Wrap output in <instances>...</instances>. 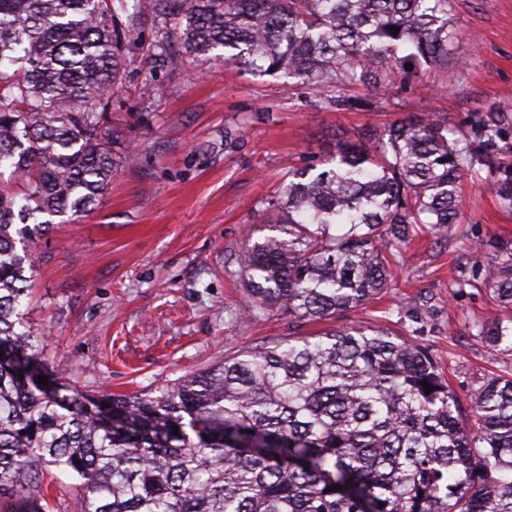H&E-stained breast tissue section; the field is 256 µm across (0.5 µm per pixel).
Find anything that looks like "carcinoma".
I'll use <instances>...</instances> for the list:
<instances>
[{
  "label": "carcinoma",
  "mask_w": 512,
  "mask_h": 512,
  "mask_svg": "<svg viewBox=\"0 0 512 512\" xmlns=\"http://www.w3.org/2000/svg\"><path fill=\"white\" fill-rule=\"evenodd\" d=\"M137 2L0 0V170L20 188L0 186V512H512V373L482 377L467 413L429 348L384 328L241 350L154 396L93 399L53 379L28 320L31 247L100 201L115 145L134 156L111 112ZM154 14L170 71L220 56L338 111L366 106L350 88L455 61L451 0H154ZM496 113L462 146L429 115L367 125L288 171L265 202L271 234H248L238 257L247 316L320 322L390 293L419 230L456 233L469 173L512 211V114ZM455 285L483 290L477 336L512 355V240Z\"/></svg>",
  "instance_id": "carcinoma-1"
}]
</instances>
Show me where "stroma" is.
Segmentation results:
<instances>
[{
	"label": "stroma",
	"instance_id": "35a3bbf8",
	"mask_svg": "<svg viewBox=\"0 0 512 512\" xmlns=\"http://www.w3.org/2000/svg\"><path fill=\"white\" fill-rule=\"evenodd\" d=\"M451 5L463 67L449 68L424 98L402 82L360 90L367 111L331 110L294 80L257 83L219 60L172 72L133 51L112 118L137 144V160L118 167L94 209L55 225L35 251L30 320L46 332L57 376L94 395L150 393L238 350L324 331L284 308L248 317L237 257L288 169L327 156L361 126L433 114L467 132L490 109L512 106V0ZM153 81L169 94L148 97ZM510 237L512 213L464 178L455 236L409 244L396 288L332 324L415 328V342L471 405L484 374L512 368V356H492L476 334L489 310L484 292L453 283L480 272Z\"/></svg>",
	"mask_w": 512,
	"mask_h": 512
}]
</instances>
